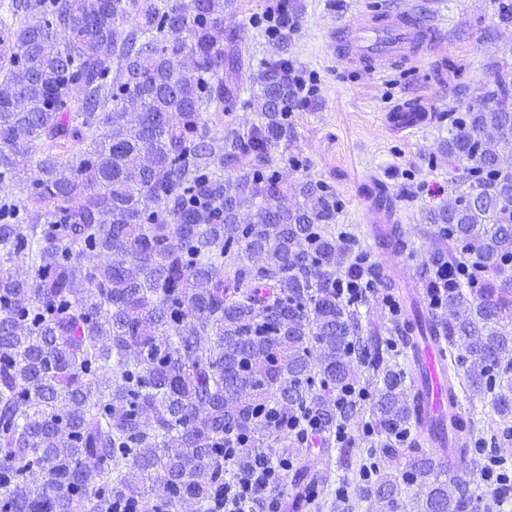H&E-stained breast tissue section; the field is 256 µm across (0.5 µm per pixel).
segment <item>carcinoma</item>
Instances as JSON below:
<instances>
[{"instance_id": "1", "label": "carcinoma", "mask_w": 512, "mask_h": 512, "mask_svg": "<svg viewBox=\"0 0 512 512\" xmlns=\"http://www.w3.org/2000/svg\"><path fill=\"white\" fill-rule=\"evenodd\" d=\"M236 5L0 0V512H220L226 448L293 459L283 512H390L399 494L383 473L348 498L313 496L331 468L368 464L336 446L337 424L370 425L391 466L418 394L381 329L336 298L355 265L335 194L271 172L300 103L288 4L250 89L241 28L224 24ZM242 102L257 122H224ZM446 153L466 161L465 188L427 216L431 263L484 279L448 278L451 321L412 313L404 358L411 337L438 336L461 395L491 394L494 419L461 452L475 431L512 435V80L448 118ZM362 364L368 405L337 408ZM307 417L317 456L293 430ZM406 468L424 486L411 512H472L470 483L430 455Z\"/></svg>"}]
</instances>
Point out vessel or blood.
Listing matches in <instances>:
<instances>
[{
	"instance_id": "1",
	"label": "vessel or blood",
	"mask_w": 512,
	"mask_h": 512,
	"mask_svg": "<svg viewBox=\"0 0 512 512\" xmlns=\"http://www.w3.org/2000/svg\"><path fill=\"white\" fill-rule=\"evenodd\" d=\"M440 23L419 8L405 10L387 0L384 7L367 6L357 22L333 28L328 47L335 59L358 66L363 74H383L405 68L437 44ZM430 113L399 105L387 115L388 123L405 131L427 123ZM447 352L440 341L429 339L412 352L415 378L422 391L419 436L430 451L452 447L461 435L463 409L448 377Z\"/></svg>"
}]
</instances>
